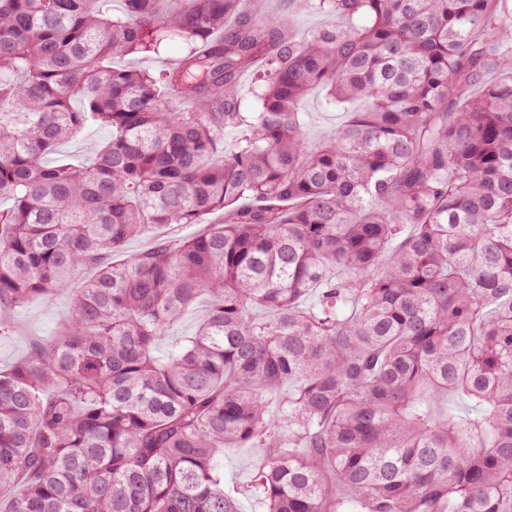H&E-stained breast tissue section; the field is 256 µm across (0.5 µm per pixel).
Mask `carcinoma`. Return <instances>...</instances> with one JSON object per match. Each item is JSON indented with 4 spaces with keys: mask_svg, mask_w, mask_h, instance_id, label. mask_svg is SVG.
I'll list each match as a JSON object with an SVG mask.
<instances>
[{
    "mask_svg": "<svg viewBox=\"0 0 512 512\" xmlns=\"http://www.w3.org/2000/svg\"><path fill=\"white\" fill-rule=\"evenodd\" d=\"M108 2L0 0V339L70 295L0 370V512H512L502 0ZM306 9L332 23L297 39ZM315 89L346 121L310 146ZM226 448L262 450L244 490ZM184 53L183 47L162 48L159 55L151 54L135 60L121 59L117 63L121 65H137L149 71H154L163 66L166 62H174ZM106 131L98 126H92L81 132L76 138L62 144L56 155L50 158L59 157L78 164L95 153L104 143ZM67 309V295L57 294L31 303L16 315L11 335L0 340L1 369H7L23 356L34 339L48 336L65 316ZM203 314L204 308L202 306H197L194 310L185 315L171 330V336L160 343L159 351H166L170 342L175 338L192 334Z\"/></svg>",
    "mask_w": 512,
    "mask_h": 512,
    "instance_id": "carcinoma-1",
    "label": "carcinoma"
}]
</instances>
